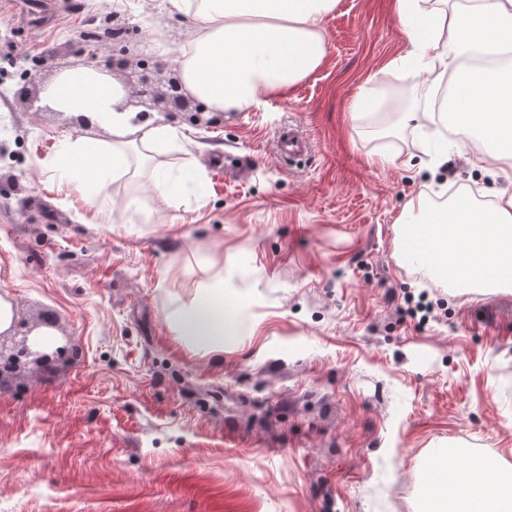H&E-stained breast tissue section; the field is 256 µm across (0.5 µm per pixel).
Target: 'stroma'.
Segmentation results:
<instances>
[{"mask_svg":"<svg viewBox=\"0 0 512 512\" xmlns=\"http://www.w3.org/2000/svg\"><path fill=\"white\" fill-rule=\"evenodd\" d=\"M109 12L133 58L192 33L164 0H64L42 24L0 0V296L70 348L0 377V512H419L430 457L512 472V288L445 287L400 261L396 225L421 195L512 191V157L428 170L438 82L402 65L396 0H339L321 66L261 105L208 128L153 109L183 134L164 163L199 180L165 200L145 166L91 206L51 166L112 129L49 91ZM358 96L396 102L386 127ZM289 125L307 154L281 157ZM243 152L247 180L217 174ZM218 280L242 323L196 354L168 317Z\"/></svg>","mask_w":512,"mask_h":512,"instance_id":"1","label":"stroma"}]
</instances>
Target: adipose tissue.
Returning <instances> with one entry per match:
<instances>
[{"instance_id":"obj_1","label":"adipose tissue","mask_w":512,"mask_h":512,"mask_svg":"<svg viewBox=\"0 0 512 512\" xmlns=\"http://www.w3.org/2000/svg\"><path fill=\"white\" fill-rule=\"evenodd\" d=\"M338 0H169L177 13L190 15L195 34L178 63L185 91L211 110H242L262 95L285 91L317 69L325 57L324 19ZM406 39L405 65L425 73L450 74L462 89L455 102L459 123L450 146L434 150L447 157L479 137L512 155V66L472 74L463 55L512 52V0H475L446 10L430 0H397ZM124 92L106 77L69 76L53 89V99L72 106L91 122L112 127L115 141L103 145L69 141L54 167L61 182L75 183L88 204L107 196L111 179L132 174L134 159L152 160L176 148L179 132L158 124L134 132L133 114L121 106ZM403 217L405 251L428 253L433 268L448 280L485 288L512 285V194L499 193L489 203L461 195L436 210L427 199L410 201ZM172 322L194 352L222 350L238 332L235 308L225 307L224 291L198 289L193 301ZM499 458L478 454L457 467L432 459L428 497L451 503V512H512V488L489 477Z\"/></svg>"}]
</instances>
